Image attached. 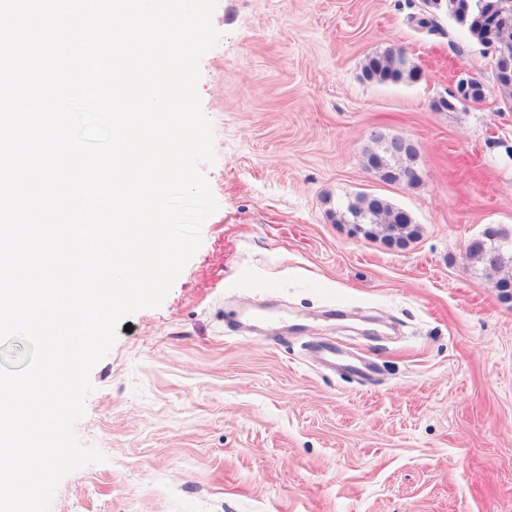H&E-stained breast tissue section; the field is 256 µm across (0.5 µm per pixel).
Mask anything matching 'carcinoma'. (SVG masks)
I'll return each mask as SVG.
<instances>
[{"label": "carcinoma", "instance_id": "1", "mask_svg": "<svg viewBox=\"0 0 512 512\" xmlns=\"http://www.w3.org/2000/svg\"><path fill=\"white\" fill-rule=\"evenodd\" d=\"M480 4L482 0H446L448 17L465 28L475 42L483 36V29L476 22ZM418 71L419 68L409 59L394 55L390 49L367 57L364 64L366 76L379 83L413 81ZM334 216L338 224L366 226L370 236L384 238L394 231L407 244L418 236V226L408 223L398 207L376 194H359L337 202ZM467 255L483 266L500 295H506V281L502 273L512 269V247L499 250L474 242L468 244Z\"/></svg>", "mask_w": 512, "mask_h": 512}]
</instances>
